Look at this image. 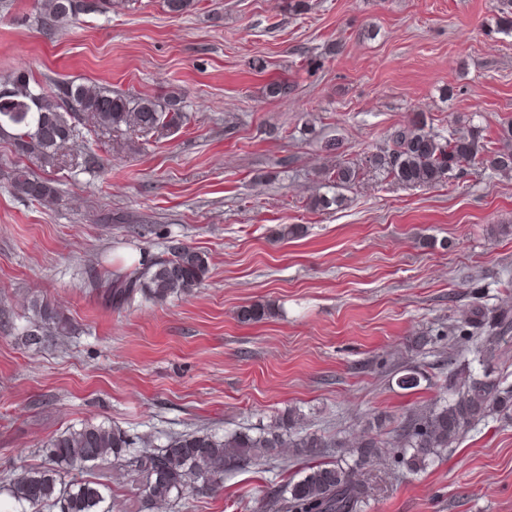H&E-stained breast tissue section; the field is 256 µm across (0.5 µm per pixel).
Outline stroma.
I'll return each mask as SVG.
<instances>
[{
    "mask_svg": "<svg viewBox=\"0 0 512 512\" xmlns=\"http://www.w3.org/2000/svg\"><path fill=\"white\" fill-rule=\"evenodd\" d=\"M34 5L0 10V79L25 67L48 89L180 92L188 119L159 140L87 133L58 168L0 139V512L6 485L80 423L160 445L199 428L255 432L291 411L298 432L329 441L326 461L350 460L364 435L384 441L357 472L360 512H512V424L488 417L420 470L395 443L404 416L441 396L450 362L512 384V338L489 351L447 333L471 302L512 309V177L475 170L416 188L366 177L347 207L308 206L330 162L323 137L353 161L423 112L496 139L512 120V36L496 30V0H316L301 15L282 0H199L180 17L163 0H112L52 32ZM276 79L287 97L266 96ZM88 148L98 166L84 165ZM18 166L57 196L16 192ZM109 212L124 223H103ZM286 224L303 236L282 238ZM174 241L209 255L201 286L161 306L102 302L110 273ZM36 298L71 331L35 351L23 332ZM256 302L274 316L241 321ZM410 366L426 380L400 389ZM303 466L294 449L272 450L178 512H267L272 485ZM102 473L113 512H140L132 475Z\"/></svg>",
    "mask_w": 512,
    "mask_h": 512,
    "instance_id": "1",
    "label": "stroma"
}]
</instances>
